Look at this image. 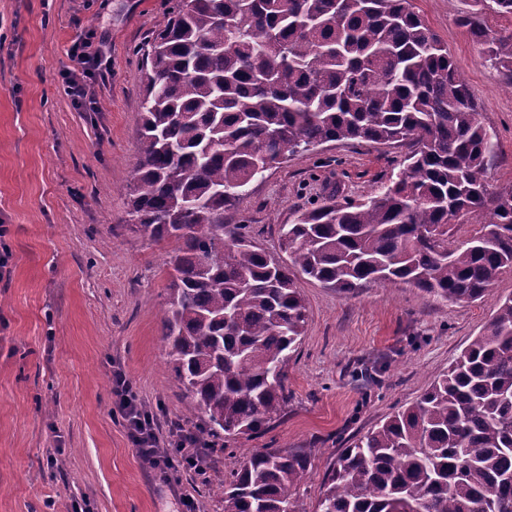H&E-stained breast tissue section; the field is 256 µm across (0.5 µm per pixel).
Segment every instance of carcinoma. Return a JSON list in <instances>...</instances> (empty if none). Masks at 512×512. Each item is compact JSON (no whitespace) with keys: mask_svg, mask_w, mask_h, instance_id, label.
Masks as SVG:
<instances>
[{"mask_svg":"<svg viewBox=\"0 0 512 512\" xmlns=\"http://www.w3.org/2000/svg\"><path fill=\"white\" fill-rule=\"evenodd\" d=\"M143 59L136 231L176 244L167 355L224 450L288 402L307 324L296 277L350 293L377 281L477 301L512 269V190L489 195L497 135L445 45L410 0H171ZM459 23L512 87V32L471 0ZM407 144L396 177L364 202L332 199L280 225L287 258L257 247L224 208L278 162L328 142ZM483 218L467 242L448 227ZM310 458L267 448L218 486L224 512H306L293 490ZM315 512H512V296L411 405L338 457Z\"/></svg>","mask_w":512,"mask_h":512,"instance_id":"1","label":"carcinoma"}]
</instances>
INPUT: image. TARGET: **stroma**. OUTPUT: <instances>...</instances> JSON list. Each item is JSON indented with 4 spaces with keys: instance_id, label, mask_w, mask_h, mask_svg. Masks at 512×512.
Here are the masks:
<instances>
[{
    "instance_id": "35a3bbf8",
    "label": "stroma",
    "mask_w": 512,
    "mask_h": 512,
    "mask_svg": "<svg viewBox=\"0 0 512 512\" xmlns=\"http://www.w3.org/2000/svg\"><path fill=\"white\" fill-rule=\"evenodd\" d=\"M448 47L498 135L489 192L512 189V88L458 23L470 0H411ZM168 0H0V239L11 254L0 277V512H224L217 479L265 448L311 451L297 491L314 512L322 483L345 448L413 403L512 295L504 270L471 303L437 300L379 282L351 294L301 276L307 326L288 366V403L259 435L206 451V476L168 481L129 442L113 407L122 367L160 444L185 423L189 397L162 343L172 243L129 225L127 188L138 163L144 87L141 50ZM90 39L102 64L86 79L93 108L62 79L70 48ZM406 153L329 142L248 184L225 209L254 243L280 252V225L329 198L360 201L395 173Z\"/></svg>"
}]
</instances>
